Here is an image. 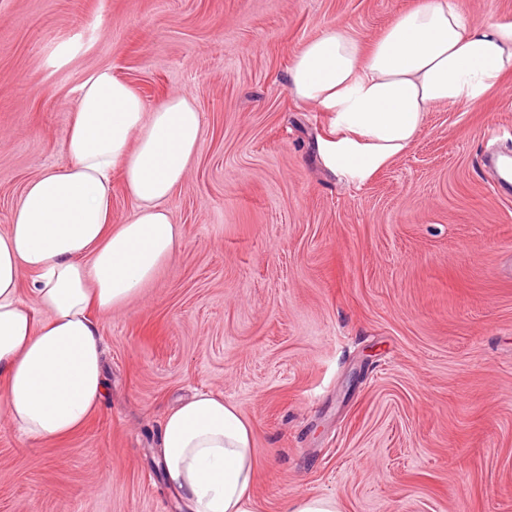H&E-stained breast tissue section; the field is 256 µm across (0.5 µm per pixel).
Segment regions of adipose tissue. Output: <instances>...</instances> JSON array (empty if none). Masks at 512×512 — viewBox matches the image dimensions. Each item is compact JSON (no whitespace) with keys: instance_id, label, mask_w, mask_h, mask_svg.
I'll return each instance as SVG.
<instances>
[{"instance_id":"ef3b65f1","label":"adipose tissue","mask_w":512,"mask_h":512,"mask_svg":"<svg viewBox=\"0 0 512 512\" xmlns=\"http://www.w3.org/2000/svg\"><path fill=\"white\" fill-rule=\"evenodd\" d=\"M512 74V22L473 25L456 0H422L364 45L331 25L294 56L288 84L326 119L325 166L366 185L408 150L435 105H476ZM201 114L186 95L147 108L108 69L80 86L67 162L28 181L0 232V412L25 437L61 441L104 394L97 314L124 307L175 261L168 202L196 159ZM132 207L112 221V174ZM254 426L196 392L163 416L165 482L186 512H257Z\"/></svg>"}]
</instances>
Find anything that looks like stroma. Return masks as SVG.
Returning <instances> with one entry per match:
<instances>
[{"label":"stroma","instance_id":"stroma-1","mask_svg":"<svg viewBox=\"0 0 512 512\" xmlns=\"http://www.w3.org/2000/svg\"><path fill=\"white\" fill-rule=\"evenodd\" d=\"M421 0H0V232L61 165L77 87L111 68L184 92L198 156L169 202L177 259L98 315L105 394L67 440L0 416V512H179L150 468L164 413L205 389L255 428L259 512H512V75L428 112L365 186L317 150L288 69L333 24L364 42ZM66 61H59L61 49ZM289 512H339L335 498L317 495H304L294 499Z\"/></svg>","mask_w":512,"mask_h":512}]
</instances>
